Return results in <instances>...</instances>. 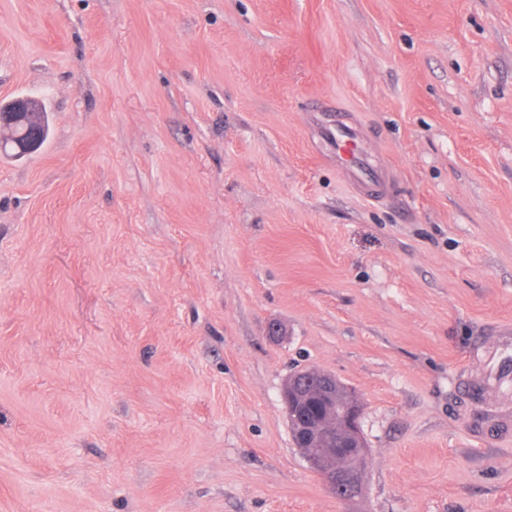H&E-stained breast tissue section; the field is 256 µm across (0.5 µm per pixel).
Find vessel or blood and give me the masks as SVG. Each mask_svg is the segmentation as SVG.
Wrapping results in <instances>:
<instances>
[{"instance_id":"b4317fda","label":"vessel or blood","mask_w":512,"mask_h":512,"mask_svg":"<svg viewBox=\"0 0 512 512\" xmlns=\"http://www.w3.org/2000/svg\"><path fill=\"white\" fill-rule=\"evenodd\" d=\"M319 137L326 142L337 169L361 197L378 201L394 191L395 176L390 167L380 165L374 156L368 131L345 114L335 121L316 126ZM490 343L483 347V376L480 384L470 386L472 396H489L512 385V324L494 325L489 333ZM475 434L495 428L499 435H512V412L498 410L470 421Z\"/></svg>"}]
</instances>
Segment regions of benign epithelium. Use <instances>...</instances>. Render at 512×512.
I'll return each instance as SVG.
<instances>
[{"instance_id":"7a95c632","label":"benign epithelium","mask_w":512,"mask_h":512,"mask_svg":"<svg viewBox=\"0 0 512 512\" xmlns=\"http://www.w3.org/2000/svg\"><path fill=\"white\" fill-rule=\"evenodd\" d=\"M34 102L19 97L9 103L0 116V147L14 143L21 151H34L38 128L34 125ZM315 386L307 389L301 374L288 378L282 399L293 443L310 466L319 474L331 493L348 501L362 491L363 470L348 466L355 458L362 460L367 448L360 430V397L337 381L336 376L310 370Z\"/></svg>"}]
</instances>
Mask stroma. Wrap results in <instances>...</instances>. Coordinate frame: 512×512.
I'll return each mask as SVG.
<instances>
[{
    "label": "stroma",
    "mask_w": 512,
    "mask_h": 512,
    "mask_svg": "<svg viewBox=\"0 0 512 512\" xmlns=\"http://www.w3.org/2000/svg\"><path fill=\"white\" fill-rule=\"evenodd\" d=\"M19 96L50 135L0 156V512H512L461 390L512 322V0H0ZM301 369L363 403L350 502L293 445ZM322 141L347 184L368 201H379L394 191L395 176L388 166L378 163L368 131L346 114L336 121L316 124Z\"/></svg>",
    "instance_id": "35a3bbf8"
}]
</instances>
